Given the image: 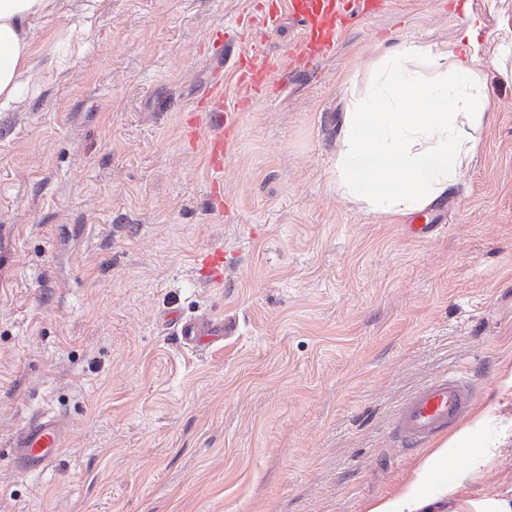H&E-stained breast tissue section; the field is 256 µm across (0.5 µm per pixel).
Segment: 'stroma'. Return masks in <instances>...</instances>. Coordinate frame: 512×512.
Segmentation results:
<instances>
[{"label":"stroma","mask_w":512,"mask_h":512,"mask_svg":"<svg viewBox=\"0 0 512 512\" xmlns=\"http://www.w3.org/2000/svg\"><path fill=\"white\" fill-rule=\"evenodd\" d=\"M469 12L494 108L459 183L424 229L345 200V83L383 48L454 44ZM245 16L243 51L283 67L217 175L183 128L212 31ZM299 30L253 0H57L39 22L36 59L68 56L0 112V512H364L422 454L391 423L427 381L461 369L512 421V0H382L310 62ZM215 247L220 283L194 262ZM171 309L223 318V343L184 346ZM42 414L71 432L30 473L14 444ZM510 487L512 436L474 491Z\"/></svg>","instance_id":"35a3bbf8"}]
</instances>
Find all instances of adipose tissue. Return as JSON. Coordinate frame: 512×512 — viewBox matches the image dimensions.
Segmentation results:
<instances>
[{
  "label": "adipose tissue",
  "mask_w": 512,
  "mask_h": 512,
  "mask_svg": "<svg viewBox=\"0 0 512 512\" xmlns=\"http://www.w3.org/2000/svg\"><path fill=\"white\" fill-rule=\"evenodd\" d=\"M55 0H0V110L23 95L35 62L40 19ZM481 20L467 16L458 45L408 43L380 53L366 85L349 82L336 157V192L395 216L431 207L457 184L477 148L464 127L489 119L492 101L478 71ZM495 408L478 407L469 426L437 440L410 475L365 512H512V495L472 493L496 458L485 431Z\"/></svg>",
  "instance_id": "1"
}]
</instances>
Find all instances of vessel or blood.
Returning a JSON list of instances; mask_svg holds the SVG:
<instances>
[{"label": "vessel or blood", "instance_id": "vessel-or-blood-1", "mask_svg": "<svg viewBox=\"0 0 512 512\" xmlns=\"http://www.w3.org/2000/svg\"><path fill=\"white\" fill-rule=\"evenodd\" d=\"M355 0H264L259 9L268 18H276L281 7H288L300 23L299 42L306 58L314 59L330 53L338 34L353 18ZM247 28H240L235 40L226 41L223 54L233 57V68L243 95L235 111L224 106V78L216 76L208 95L205 113L209 135L206 156L213 170H221L224 154L236 126V111L252 104L270 87L272 76L281 68L280 58H257L235 54L236 43L246 41ZM182 342L188 346H204L224 334V325L212 320L186 319L177 312L167 315ZM475 400L469 379L461 371L451 370L423 384L398 411L393 431L404 443H423L457 425ZM70 428L61 418L44 414L30 421L16 442V462L21 470H43L61 451Z\"/></svg>", "mask_w": 512, "mask_h": 512}]
</instances>
